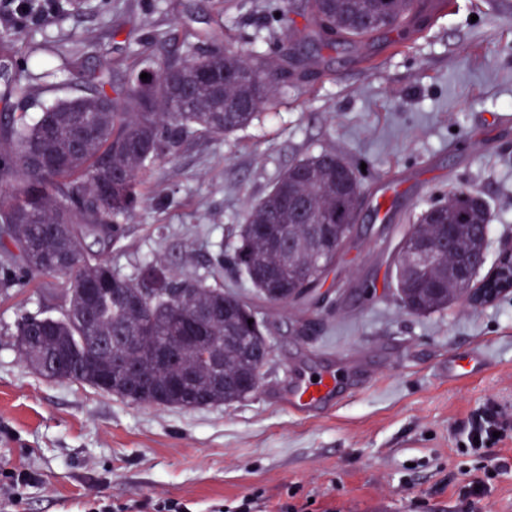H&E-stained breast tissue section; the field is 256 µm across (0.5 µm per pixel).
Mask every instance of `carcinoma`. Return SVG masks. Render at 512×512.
<instances>
[{"mask_svg":"<svg viewBox=\"0 0 512 512\" xmlns=\"http://www.w3.org/2000/svg\"><path fill=\"white\" fill-rule=\"evenodd\" d=\"M280 18H307L309 36L328 47H356L391 26L420 28L434 0H280ZM143 52L127 81L92 75L86 94L65 97L34 123L0 120V295L33 275L67 279L59 315L27 314L6 331L37 373L92 387L122 400L180 409L231 405L257 377L254 348L270 330L237 292L181 278L157 262L129 277L104 252L118 243L145 197L144 174L173 158L196 134L221 138L252 123L285 83L288 54L264 56L217 39L209 50ZM29 77L10 95L24 100ZM364 185L360 171L332 151L298 159L247 211L237 242L216 263L244 275L271 305L312 296L335 266L336 243L355 224ZM302 201L299 209L288 200ZM487 202L464 188L418 213L397 242L393 278L401 307L427 315L464 292L456 268L487 247ZM93 239L98 251L86 247ZM436 254L414 270V247ZM253 323H248V320Z\"/></svg>","mask_w":512,"mask_h":512,"instance_id":"cac0c4a2","label":"carcinoma"}]
</instances>
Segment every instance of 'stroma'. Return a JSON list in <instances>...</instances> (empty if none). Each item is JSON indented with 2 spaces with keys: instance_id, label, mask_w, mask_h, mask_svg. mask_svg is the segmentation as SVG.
<instances>
[{
  "instance_id": "obj_1",
  "label": "stroma",
  "mask_w": 512,
  "mask_h": 512,
  "mask_svg": "<svg viewBox=\"0 0 512 512\" xmlns=\"http://www.w3.org/2000/svg\"><path fill=\"white\" fill-rule=\"evenodd\" d=\"M278 0H72L19 39L0 43V94L18 68L29 99L0 102L36 120L82 93L92 71L141 51L163 55L225 32L266 50L280 40ZM69 53V70L39 47ZM308 47L296 77L247 128L196 138L149 173L152 191L107 254L129 276L160 261L177 275L223 282L268 320L270 356L255 393L198 409L136 404L34 373L4 334L18 316L63 306L64 278L41 276L0 297V462L35 473L19 512H85L88 500L167 497L191 512H471L465 472L498 469L483 512H512V436L480 456L460 446L487 402L512 414V293L406 312L391 283V251L426 204L465 187L491 209L489 252L512 239V0H454L405 40H371L365 54ZM323 150L364 167L355 228L316 308L274 306L245 277L218 268L246 210L294 161ZM472 356L466 380L448 377ZM331 369L344 397L303 416L288 403L292 374Z\"/></svg>"
}]
</instances>
